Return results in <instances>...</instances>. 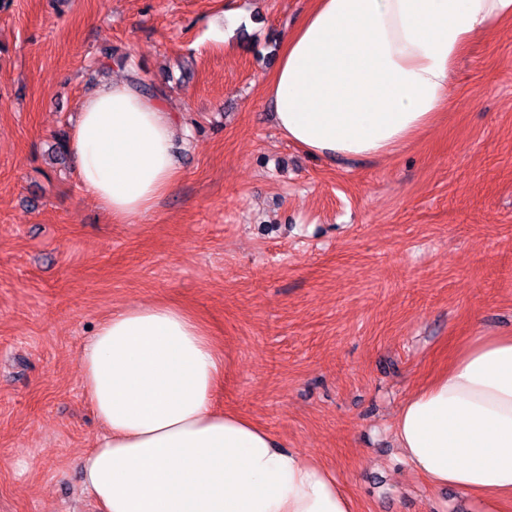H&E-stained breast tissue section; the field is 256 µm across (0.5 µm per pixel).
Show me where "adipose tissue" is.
I'll return each instance as SVG.
<instances>
[{"label": "adipose tissue", "instance_id": "1", "mask_svg": "<svg viewBox=\"0 0 512 512\" xmlns=\"http://www.w3.org/2000/svg\"><path fill=\"white\" fill-rule=\"evenodd\" d=\"M512 0H312L265 88L288 141L330 159L398 152L437 119L477 33ZM175 119L118 80L83 98L69 151L113 221L144 216L178 181ZM103 432L81 459L103 512H356L334 474L265 428L215 408L223 362L181 308L112 311L80 356ZM393 434L431 486L512 503V336L479 335L407 399Z\"/></svg>", "mask_w": 512, "mask_h": 512}]
</instances>
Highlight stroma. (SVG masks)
Listing matches in <instances>:
<instances>
[{
    "instance_id": "1",
    "label": "stroma",
    "mask_w": 512,
    "mask_h": 512,
    "mask_svg": "<svg viewBox=\"0 0 512 512\" xmlns=\"http://www.w3.org/2000/svg\"><path fill=\"white\" fill-rule=\"evenodd\" d=\"M311 0H11L0 9V512H100L79 356L112 311L166 302L224 360L218 408L329 468L356 512H476L402 462L401 404L479 334H512V23L478 35L446 112L384 158L331 161L264 94ZM223 38H214V31ZM108 76L178 119L179 179L112 221L48 165Z\"/></svg>"
}]
</instances>
